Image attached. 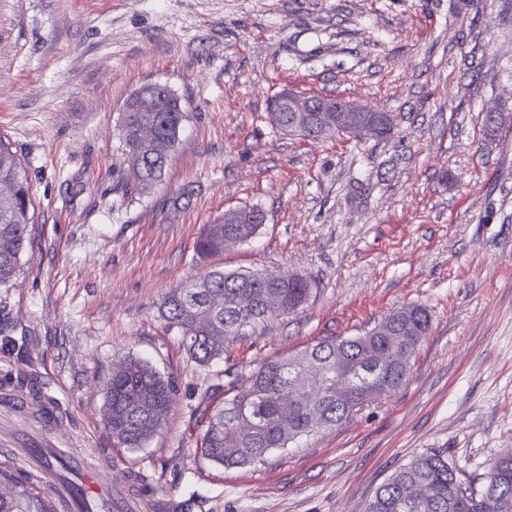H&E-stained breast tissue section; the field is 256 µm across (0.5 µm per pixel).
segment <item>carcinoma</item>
Wrapping results in <instances>:
<instances>
[{"label": "carcinoma", "mask_w": 512, "mask_h": 512, "mask_svg": "<svg viewBox=\"0 0 512 512\" xmlns=\"http://www.w3.org/2000/svg\"><path fill=\"white\" fill-rule=\"evenodd\" d=\"M184 118L181 98H169L166 112H144L132 107L124 113L121 132L126 151L139 153L146 188L162 176L169 154L179 142ZM144 121L156 129L153 145L144 149L137 129ZM0 181L12 184L11 197L0 202V285L20 267L33 221L28 178L10 143L0 138ZM260 225L242 209L224 212L207 225L197 244L199 257L224 250L228 239L246 242ZM311 293L310 281L298 274L279 272H224L213 270L169 293L164 317L178 328L182 343L197 362L206 364L224 354L228 339L259 322L286 317L302 307ZM430 316L422 307L400 308L361 336H325L294 357L265 360L241 382L224 392L222 405L208 417L199 440L202 456L222 468H244L263 463L275 450H284L300 437L346 421L360 407L399 389L410 374L404 358L414 337L429 330ZM385 366L380 392L367 400L355 393L347 402L336 400L338 373L348 374L368 362ZM105 401L112 412V438L119 448L137 450L163 428L176 406L173 381L149 362L130 358L124 370L109 378ZM489 486L477 491L463 482L448 461V449L431 448L396 468L366 502L363 512H512V452L489 464ZM17 493L0 499V512H49L38 476L21 479L13 474ZM409 486L426 490L412 502L403 495Z\"/></svg>", "instance_id": "cac0c4a2"}]
</instances>
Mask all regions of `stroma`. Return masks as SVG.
<instances>
[{"mask_svg":"<svg viewBox=\"0 0 512 512\" xmlns=\"http://www.w3.org/2000/svg\"><path fill=\"white\" fill-rule=\"evenodd\" d=\"M185 107L142 188L129 94ZM397 117L391 137L303 139L271 122L284 89ZM512 0H0V136L23 163L33 241L0 286V448H96L143 512H361L399 466L444 448L464 482L512 450ZM251 240L197 262L238 206ZM298 272L306 305L198 364L165 296L203 273ZM425 307L406 383L350 420L224 469L197 449L208 406L267 359ZM131 356L176 386L144 448L116 447L102 388Z\"/></svg>","mask_w":512,"mask_h":512,"instance_id":"obj_1","label":"stroma"}]
</instances>
